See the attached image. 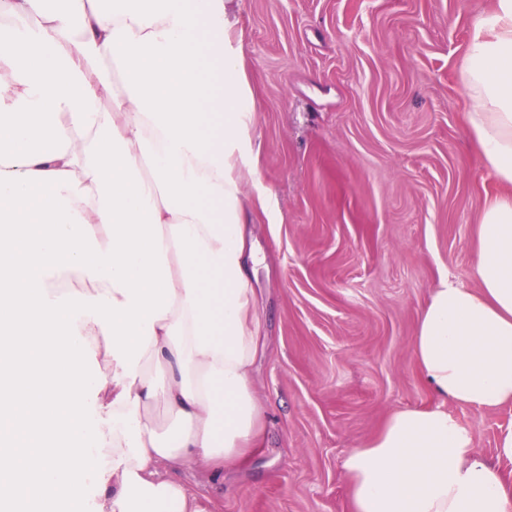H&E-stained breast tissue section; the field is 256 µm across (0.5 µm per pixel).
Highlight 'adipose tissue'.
<instances>
[{"instance_id":"1","label":"adipose tissue","mask_w":512,"mask_h":512,"mask_svg":"<svg viewBox=\"0 0 512 512\" xmlns=\"http://www.w3.org/2000/svg\"><path fill=\"white\" fill-rule=\"evenodd\" d=\"M229 0H0V504L210 512L165 470L244 464L264 408ZM464 121L501 186L475 287L442 278L413 354L437 405L343 468L350 512H512L449 405H512V0L471 26Z\"/></svg>"}]
</instances>
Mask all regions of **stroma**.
<instances>
[{
    "mask_svg": "<svg viewBox=\"0 0 512 512\" xmlns=\"http://www.w3.org/2000/svg\"><path fill=\"white\" fill-rule=\"evenodd\" d=\"M491 0H238L254 99L243 186L265 347L264 432L241 468L179 478L212 512H349L342 463L386 416L433 404L412 353L444 276L474 286L498 192L462 121L459 64ZM512 477V407H453Z\"/></svg>",
    "mask_w": 512,
    "mask_h": 512,
    "instance_id": "35a3bbf8",
    "label": "stroma"
}]
</instances>
